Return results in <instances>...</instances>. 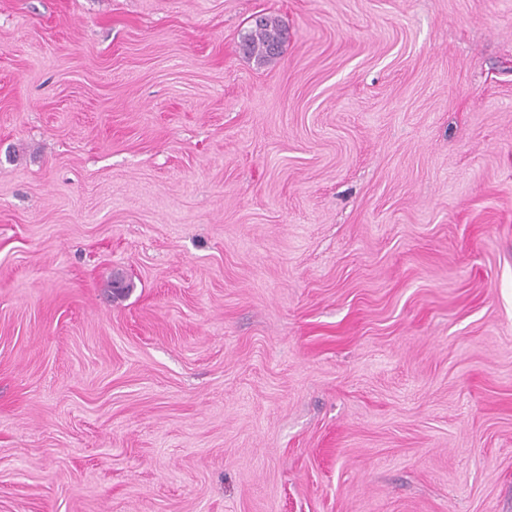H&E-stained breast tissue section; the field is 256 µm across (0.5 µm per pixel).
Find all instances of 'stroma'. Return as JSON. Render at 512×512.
Segmentation results:
<instances>
[{
  "label": "stroma",
  "mask_w": 512,
  "mask_h": 512,
  "mask_svg": "<svg viewBox=\"0 0 512 512\" xmlns=\"http://www.w3.org/2000/svg\"><path fill=\"white\" fill-rule=\"evenodd\" d=\"M0 512H512V0H0ZM286 38V29L277 18L261 16V21L256 19L250 31L241 37V47L248 56L268 61L283 53Z\"/></svg>",
  "instance_id": "obj_1"
}]
</instances>
